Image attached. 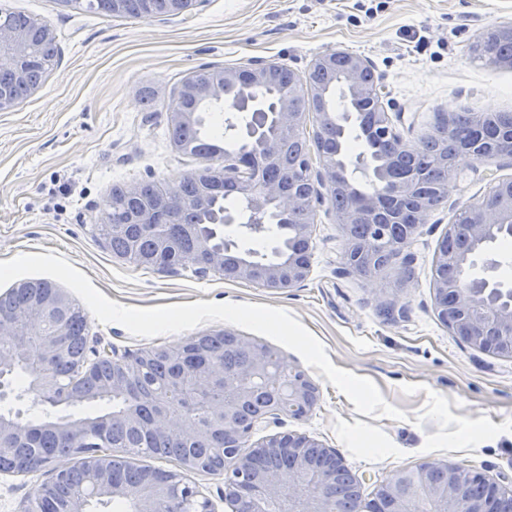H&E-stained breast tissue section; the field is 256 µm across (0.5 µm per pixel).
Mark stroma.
Here are the masks:
<instances>
[{"mask_svg": "<svg viewBox=\"0 0 512 512\" xmlns=\"http://www.w3.org/2000/svg\"><path fill=\"white\" fill-rule=\"evenodd\" d=\"M52 28L61 56L40 86L0 110V261L52 253L83 272L107 298L153 308L197 301L281 307L324 345L334 366L371 379L403 420L355 412L318 368L272 338L224 321L153 338L87 318L89 344L138 355L204 334L231 331L268 345L304 367L319 399L306 417L267 418L260 443L297 433L336 449L369 497L399 470L459 463L512 487V357L481 352L454 336L435 312L439 242L464 209L500 179L512 158H467L447 198L412 244L377 276L354 274L330 201L315 206L308 278L280 294L193 266L160 271L118 258L95 220L113 186L164 179L178 183L205 159L175 148L168 110L193 71L275 60L305 74L318 56L341 49L366 58L385 88L383 103L417 149L457 112H511L512 67L494 66L474 47L487 28L512 24V0H203L170 20L133 19L67 0H0ZM155 94L147 108L144 90ZM102 402L50 409L12 379L0 411L24 421L44 413L70 418L108 412ZM52 474L0 475V512H27Z\"/></svg>", "mask_w": 512, "mask_h": 512, "instance_id": "stroma-1", "label": "stroma"}]
</instances>
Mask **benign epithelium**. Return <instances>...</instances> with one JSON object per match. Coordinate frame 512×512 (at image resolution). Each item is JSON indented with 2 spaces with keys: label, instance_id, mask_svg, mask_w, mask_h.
Returning a JSON list of instances; mask_svg holds the SVG:
<instances>
[{
  "label": "benign epithelium",
  "instance_id": "benign-epithelium-1",
  "mask_svg": "<svg viewBox=\"0 0 512 512\" xmlns=\"http://www.w3.org/2000/svg\"><path fill=\"white\" fill-rule=\"evenodd\" d=\"M204 0H165L162 16L178 17ZM512 37V26L487 29L476 44V51L491 56L496 44ZM43 46L53 48L51 57L58 60L59 49L50 25L35 20L25 26L0 23V109L19 104L10 94V85L30 80L31 73L43 67ZM282 63L277 61L254 62L236 67L208 70L204 79L194 72L181 85L169 112L170 125H193L199 121L203 105H227L236 112L251 113V121L243 135L244 149L233 156H225L224 164L208 165V177L203 179L196 199L200 208L208 207L212 185L222 181L248 199L255 217L253 231L262 232L275 217L285 218L297 212L311 214L313 202L323 199L315 190L312 180H307L306 191L259 178L262 170L276 165L288 137L300 133L306 113L298 106L303 97L325 98L328 86L310 81L297 86L277 100L270 102L256 92L275 82ZM336 70L346 87L350 101L369 100L375 104L367 134L389 141L382 156V166L376 168L375 178L379 189L375 194H364L350 180L348 162L338 152L318 150L322 167L320 183L330 199L341 196L348 202L347 211L336 210L338 228L345 242V256L353 272L369 277L374 273L372 254L366 253L351 232L355 224H384L394 229L396 239L389 248L399 254L418 235L427 222L432 206L421 192L415 171H395L396 165L411 153L402 137L389 140L393 135L392 119L382 104L383 88L375 78L365 75L372 71L369 62L344 50H331L314 60L309 71ZM178 201L162 197L136 210L132 221L136 224H161ZM406 206L416 209L412 224H397L395 217ZM470 223L463 225L467 240L483 244L498 233H512V180H502L493 196L471 207ZM312 240V224L301 222L293 228V243L288 259L276 264H256L240 257H229V251L209 254L204 262L196 263L197 273L210 271L224 274L228 280H246L272 291L284 293L301 284L310 273L308 257ZM435 266L441 273L434 277V308L439 320L456 336L465 338L471 347L488 353L512 356V302H501L497 295L504 291L501 284L490 275L475 276L473 252H437ZM69 305L68 298L59 291H51L34 299L30 305L16 312L11 319L0 320V399L5 397L6 371L15 365H26L31 386L42 401L49 403L57 395L58 383L52 363L67 355L65 338L52 333L49 325L57 311ZM250 358L238 369L239 382L229 384L223 368L208 364L201 369L187 366L171 378L170 385L181 393L182 402L194 405L195 399L211 401V417L224 422V441L235 442L241 448L232 460L231 468L251 473V481L236 484L225 481L224 497L239 512L238 505L247 498L251 509L247 512H265V504L276 501L281 512H332L329 507L328 488L345 477L342 458L332 448L305 435L284 433L254 446L248 444L255 424L266 419L260 416L243 428L236 418L239 406L258 387L274 393L268 414L294 413L308 415L315 407L318 389L302 371L288 368V379H283L275 358L252 341H242ZM147 355L128 359L117 357L109 348L83 353L87 374H92L103 361L112 364V378L100 383V391L109 394L134 395L130 386L134 375ZM112 416L103 419L72 421L68 424H47V428L65 435L70 442L68 455L80 457L88 469L89 490L68 498L59 512H92L94 503L119 498L131 502V512H159L162 502L171 497L183 499L193 505V512H212L209 499L199 488L186 481L177 472L164 482L147 475L135 485L119 482L106 454V432ZM152 426L167 434L192 439L202 429L185 419H176L169 410V402L162 400L152 421ZM33 428L11 416H0V457H9L14 447L32 437ZM282 453L288 456V466L280 470L255 469L256 457L263 453ZM58 456L41 457L35 469L49 468L50 481L41 485L38 498H50L59 479L68 469L56 466ZM416 485L439 508L437 512H493L484 498L469 496L473 480L480 478L487 483L493 478L486 473L454 463L421 465L411 471ZM380 512H415L412 500L386 490L384 506Z\"/></svg>",
  "mask_w": 512,
  "mask_h": 512
}]
</instances>
